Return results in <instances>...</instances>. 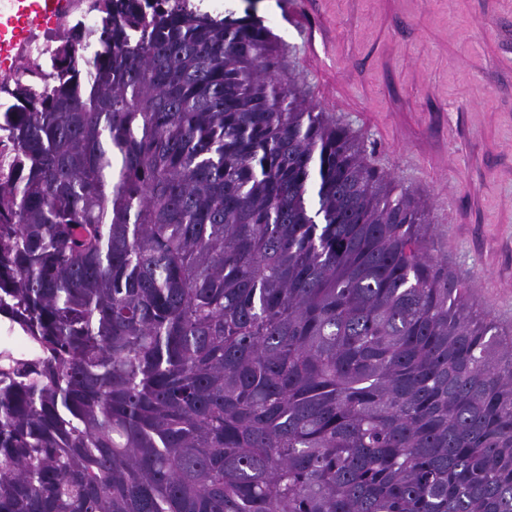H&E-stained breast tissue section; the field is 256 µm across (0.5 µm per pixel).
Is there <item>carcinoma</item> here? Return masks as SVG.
<instances>
[{
	"mask_svg": "<svg viewBox=\"0 0 512 512\" xmlns=\"http://www.w3.org/2000/svg\"><path fill=\"white\" fill-rule=\"evenodd\" d=\"M0 112V512H512V336L250 12L102 0ZM85 41L97 45L83 58ZM5 336H0V352L19 362L29 361L36 356V347L28 336L18 329L12 322L4 327ZM3 337V341H2Z\"/></svg>",
	"mask_w": 512,
	"mask_h": 512,
	"instance_id": "1",
	"label": "carcinoma"
}]
</instances>
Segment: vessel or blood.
<instances>
[{"label": "vessel or blood", "instance_id": "vessel-or-blood-1", "mask_svg": "<svg viewBox=\"0 0 512 512\" xmlns=\"http://www.w3.org/2000/svg\"><path fill=\"white\" fill-rule=\"evenodd\" d=\"M67 0H10L0 13V73L9 72L17 62V48L36 29L53 26Z\"/></svg>", "mask_w": 512, "mask_h": 512}]
</instances>
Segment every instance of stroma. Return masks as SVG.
<instances>
[{"label": "stroma", "mask_w": 512, "mask_h": 512, "mask_svg": "<svg viewBox=\"0 0 512 512\" xmlns=\"http://www.w3.org/2000/svg\"><path fill=\"white\" fill-rule=\"evenodd\" d=\"M282 45L281 79L427 204L476 313L512 334V0H233Z\"/></svg>", "instance_id": "stroma-1"}]
</instances>
